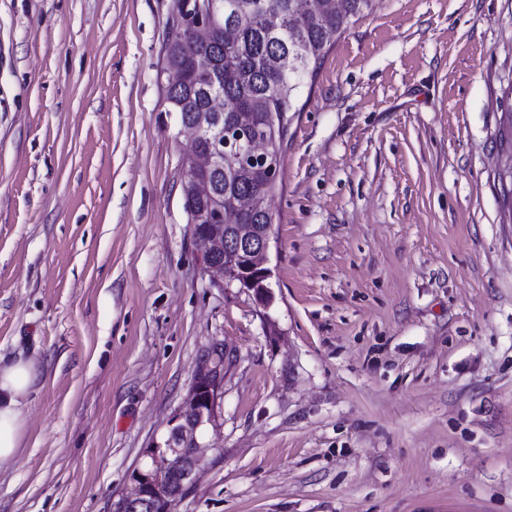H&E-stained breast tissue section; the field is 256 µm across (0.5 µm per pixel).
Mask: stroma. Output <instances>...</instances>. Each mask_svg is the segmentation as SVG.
<instances>
[{
  "label": "stroma",
  "mask_w": 512,
  "mask_h": 512,
  "mask_svg": "<svg viewBox=\"0 0 512 512\" xmlns=\"http://www.w3.org/2000/svg\"><path fill=\"white\" fill-rule=\"evenodd\" d=\"M172 0H0V357L34 360L0 512H112L200 361L172 512H512V0H376L291 113L274 301L197 260Z\"/></svg>",
  "instance_id": "35a3bbf8"
}]
</instances>
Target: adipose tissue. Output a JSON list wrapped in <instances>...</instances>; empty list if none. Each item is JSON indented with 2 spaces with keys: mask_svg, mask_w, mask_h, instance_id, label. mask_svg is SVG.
I'll return each mask as SVG.
<instances>
[{
  "mask_svg": "<svg viewBox=\"0 0 512 512\" xmlns=\"http://www.w3.org/2000/svg\"><path fill=\"white\" fill-rule=\"evenodd\" d=\"M39 377L33 362L0 358V463L18 451L23 427V408Z\"/></svg>",
  "mask_w": 512,
  "mask_h": 512,
  "instance_id": "1",
  "label": "adipose tissue"
}]
</instances>
